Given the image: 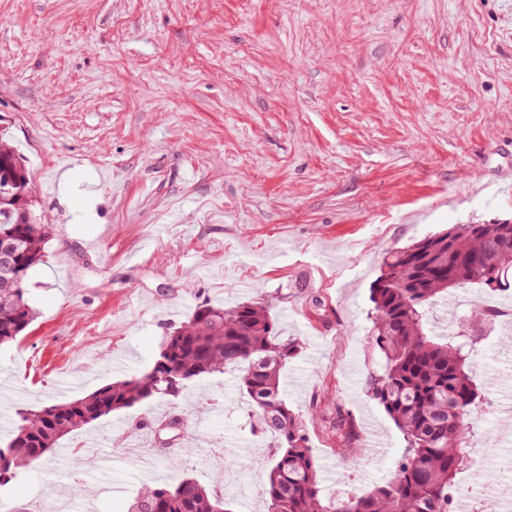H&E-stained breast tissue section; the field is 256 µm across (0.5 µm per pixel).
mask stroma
I'll return each mask as SVG.
<instances>
[{"label": "stroma", "instance_id": "obj_1", "mask_svg": "<svg viewBox=\"0 0 512 512\" xmlns=\"http://www.w3.org/2000/svg\"><path fill=\"white\" fill-rule=\"evenodd\" d=\"M0 137L26 160L53 230L25 282L35 313L0 346V440L19 410L152 368L202 303L274 296L299 354L280 394L299 413L369 423L344 462L309 428L323 492L384 482L404 441L366 393L370 289L388 252L456 224H512V0H0ZM512 334L481 344L488 397L512 404ZM124 357L125 368L114 358ZM187 419L184 439L127 435ZM512 415L475 441L512 493ZM96 439L111 469L74 478ZM0 487V512H128L143 485L189 476L231 512H265L271 466L233 374L66 436Z\"/></svg>", "mask_w": 512, "mask_h": 512}]
</instances>
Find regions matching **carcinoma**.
<instances>
[{
	"mask_svg": "<svg viewBox=\"0 0 512 512\" xmlns=\"http://www.w3.org/2000/svg\"><path fill=\"white\" fill-rule=\"evenodd\" d=\"M0 160L26 190L0 202V237L17 244V272L0 282V345L17 340L33 321L25 298L28 272L43 261L50 225L31 212L22 158L0 138ZM471 283L489 291L512 288V224H459L391 252L371 288L372 347L383 358L368 381L370 396L392 418L405 441L390 480L337 500L323 494L307 423L280 395V373L298 348L277 332L265 299L233 307L198 306L168 336L153 368L106 384L69 402L25 409L0 447V486L42 463L59 441L114 412L155 396L177 397L191 382L235 372L252 417L270 440L272 466L263 487L266 512H454V478L467 467L475 416L487 404L472 376L478 337L459 327L442 336L427 329L426 306ZM326 434L351 461L364 443L355 419L336 409ZM132 512H224V497L186 478L142 487Z\"/></svg>",
	"mask_w": 512,
	"mask_h": 512,
	"instance_id": "carcinoma-1",
	"label": "carcinoma"
}]
</instances>
